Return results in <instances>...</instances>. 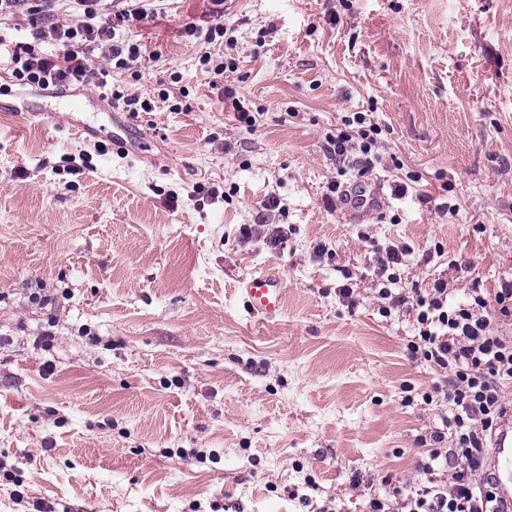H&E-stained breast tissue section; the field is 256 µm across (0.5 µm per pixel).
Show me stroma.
<instances>
[{
    "label": "stroma",
    "instance_id": "stroma-1",
    "mask_svg": "<svg viewBox=\"0 0 512 512\" xmlns=\"http://www.w3.org/2000/svg\"><path fill=\"white\" fill-rule=\"evenodd\" d=\"M146 7L110 81L155 111L17 91L0 65V512H362L418 489L440 377L377 292L512 283V0H241L219 85L200 58L223 43L184 35L210 0ZM354 112L382 130L346 177L383 193L356 223L326 205L323 149ZM391 245L393 284L372 261ZM262 270L274 322L239 292ZM239 290L253 314L268 322L281 316L285 291L277 274L267 271L254 274L242 280Z\"/></svg>",
    "mask_w": 512,
    "mask_h": 512
}]
</instances>
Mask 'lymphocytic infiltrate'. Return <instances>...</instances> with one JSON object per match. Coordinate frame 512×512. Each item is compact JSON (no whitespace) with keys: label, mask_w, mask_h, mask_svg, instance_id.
Instances as JSON below:
<instances>
[{"label":"lymphocytic infiltrate","mask_w":512,"mask_h":512,"mask_svg":"<svg viewBox=\"0 0 512 512\" xmlns=\"http://www.w3.org/2000/svg\"><path fill=\"white\" fill-rule=\"evenodd\" d=\"M53 2L37 0L29 7L32 40L9 51L17 85L45 89L98 84L99 72L89 63L90 51L97 48L118 72L140 57L141 43L116 40L115 31L148 20L143 7L109 13L102 11L101 0H72L84 20L70 26L57 21ZM47 38L58 41V53L38 51V44ZM380 133L378 125L357 112L327 135L325 149L342 163L359 157L367 170L375 159ZM379 295L414 314L418 334L407 349L440 372L436 390L442 393L448 413L442 429L432 432L434 447L420 464L425 476L421 487L411 494L396 491L390 500L367 494L365 512H506L487 457L492 435L512 410L506 398L512 388V337L501 334L493 321L497 315L512 317V286L494 292L472 289L468 302L455 307L449 306L448 283L441 279L424 290L415 288L394 297L383 288Z\"/></svg>","instance_id":"obj_1"}]
</instances>
